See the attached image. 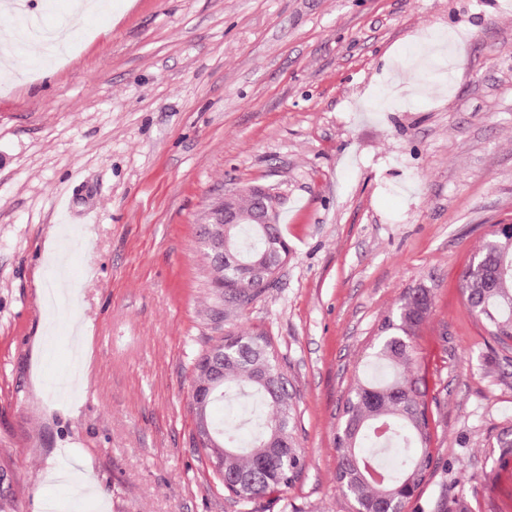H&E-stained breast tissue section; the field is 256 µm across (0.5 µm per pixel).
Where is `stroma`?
<instances>
[{"instance_id":"obj_1","label":"stroma","mask_w":512,"mask_h":512,"mask_svg":"<svg viewBox=\"0 0 512 512\" xmlns=\"http://www.w3.org/2000/svg\"><path fill=\"white\" fill-rule=\"evenodd\" d=\"M0 92V512H350L333 436L380 319L432 288L448 512H512V353L457 284L512 224V0H130ZM284 196L292 246L216 316L214 198ZM266 331L307 467L238 503L194 447V360Z\"/></svg>"}]
</instances>
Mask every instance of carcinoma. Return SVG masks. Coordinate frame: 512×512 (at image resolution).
<instances>
[{
    "label": "carcinoma",
    "mask_w": 512,
    "mask_h": 512,
    "mask_svg": "<svg viewBox=\"0 0 512 512\" xmlns=\"http://www.w3.org/2000/svg\"><path fill=\"white\" fill-rule=\"evenodd\" d=\"M224 246L244 262L271 266L284 262L290 251L278 224H226ZM211 267L212 287L226 306L240 311L241 302L251 303L264 292L224 264ZM459 288L488 336L505 349L512 347V235L490 232L463 272ZM432 304L429 288L402 294L370 344V362L384 374L356 376L343 405L334 435L336 480L353 512H372L383 500L405 510L431 478L437 479L438 494L416 512H448V461L434 452L423 380L408 373L413 340ZM214 352L224 355V385L214 391L205 417L224 444V473L245 479L224 492L254 498L287 489L306 468V457L296 446V403L282 380L279 353L263 330L229 333L195 359L192 386L209 382L201 361ZM251 398L264 405L266 415L244 448L240 426L225 423L220 413L226 401Z\"/></svg>",
    "instance_id": "cac0c4a2"
}]
</instances>
